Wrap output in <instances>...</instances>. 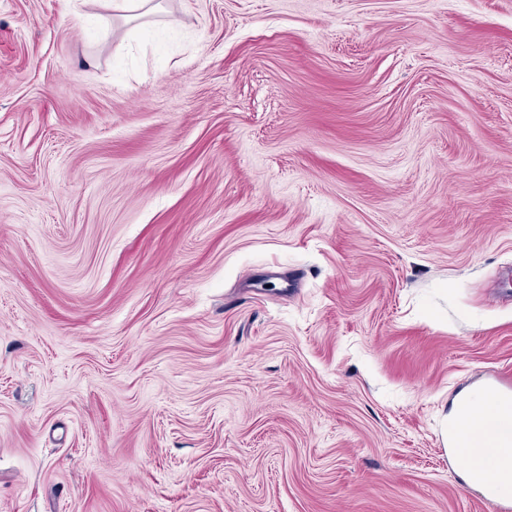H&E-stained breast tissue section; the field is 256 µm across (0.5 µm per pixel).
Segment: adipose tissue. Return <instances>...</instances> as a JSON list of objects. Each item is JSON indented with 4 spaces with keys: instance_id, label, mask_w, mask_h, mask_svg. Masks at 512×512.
Returning a JSON list of instances; mask_svg holds the SVG:
<instances>
[{
    "instance_id": "obj_1",
    "label": "adipose tissue",
    "mask_w": 512,
    "mask_h": 512,
    "mask_svg": "<svg viewBox=\"0 0 512 512\" xmlns=\"http://www.w3.org/2000/svg\"><path fill=\"white\" fill-rule=\"evenodd\" d=\"M455 419L453 453L465 483L490 499H512V398L480 388L462 394Z\"/></svg>"
}]
</instances>
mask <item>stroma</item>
Returning a JSON list of instances; mask_svg holds the SVG:
<instances>
[{"label": "stroma", "instance_id": "35a3bbf8", "mask_svg": "<svg viewBox=\"0 0 512 512\" xmlns=\"http://www.w3.org/2000/svg\"><path fill=\"white\" fill-rule=\"evenodd\" d=\"M512 0H0V512H495ZM453 420L452 451L463 467L465 483L489 499L511 500L512 398L493 396L485 387L467 391L453 406L448 422Z\"/></svg>", "mask_w": 512, "mask_h": 512}]
</instances>
